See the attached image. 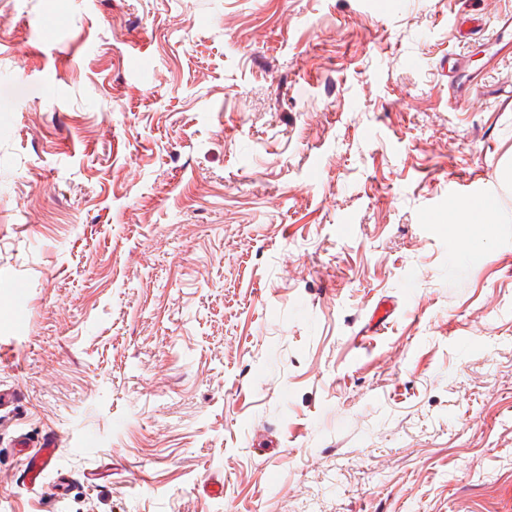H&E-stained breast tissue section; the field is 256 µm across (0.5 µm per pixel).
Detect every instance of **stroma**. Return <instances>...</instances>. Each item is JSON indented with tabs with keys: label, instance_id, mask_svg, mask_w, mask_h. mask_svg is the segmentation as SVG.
<instances>
[{
	"label": "stroma",
	"instance_id": "obj_1",
	"mask_svg": "<svg viewBox=\"0 0 512 512\" xmlns=\"http://www.w3.org/2000/svg\"><path fill=\"white\" fill-rule=\"evenodd\" d=\"M467 28L0 0V512H512V98L450 108ZM494 201H484L479 207L468 211H461L455 206L448 207V223L450 224H493L490 217L496 213ZM38 448L35 453L28 456L26 467L22 473V481L30 489L40 487L44 471L55 460L59 450V448H55L52 441L45 438H43Z\"/></svg>",
	"mask_w": 512,
	"mask_h": 512
}]
</instances>
